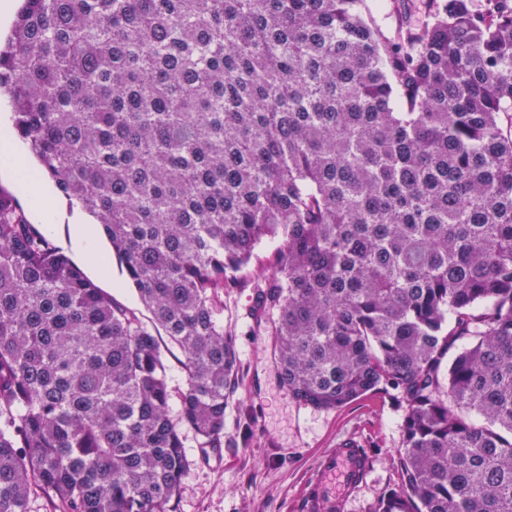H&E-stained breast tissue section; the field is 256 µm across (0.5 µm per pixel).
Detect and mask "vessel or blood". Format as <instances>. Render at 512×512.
Here are the masks:
<instances>
[{"label": "vessel or blood", "instance_id": "obj_1", "mask_svg": "<svg viewBox=\"0 0 512 512\" xmlns=\"http://www.w3.org/2000/svg\"><path fill=\"white\" fill-rule=\"evenodd\" d=\"M366 471L360 448L348 443L323 457L311 480V508L315 512H330L344 508Z\"/></svg>", "mask_w": 512, "mask_h": 512}]
</instances>
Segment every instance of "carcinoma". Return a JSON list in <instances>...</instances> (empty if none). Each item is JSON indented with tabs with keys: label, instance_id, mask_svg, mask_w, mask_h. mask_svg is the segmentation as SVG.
Instances as JSON below:
<instances>
[{
	"label": "carcinoma",
	"instance_id": "obj_1",
	"mask_svg": "<svg viewBox=\"0 0 512 512\" xmlns=\"http://www.w3.org/2000/svg\"><path fill=\"white\" fill-rule=\"evenodd\" d=\"M420 2L24 0L0 92L153 326L0 189V512H174L181 428L224 446L219 299L265 239L288 395L405 403L376 512H512V0ZM168 348L169 352L166 353V359L168 365V384L171 391L172 416L173 418H177L179 410V393L184 382V371L181 365L183 355L175 346L168 344Z\"/></svg>",
	"mask_w": 512,
	"mask_h": 512
}]
</instances>
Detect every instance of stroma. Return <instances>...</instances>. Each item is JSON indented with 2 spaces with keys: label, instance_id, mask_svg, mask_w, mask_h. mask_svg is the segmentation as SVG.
I'll return each instance as SVG.
<instances>
[{
  "label": "stroma",
  "instance_id": "35a3bbf8",
  "mask_svg": "<svg viewBox=\"0 0 512 512\" xmlns=\"http://www.w3.org/2000/svg\"><path fill=\"white\" fill-rule=\"evenodd\" d=\"M52 204L56 216L48 238L116 303L150 322V312L113 258L105 234H98L97 240L106 265L86 257L79 246L78 231L91 223V216L82 215L80 207L57 191ZM276 246V241L263 240L236 284L224 291L222 316L234 340L238 385L224 415L223 447H199L191 430L182 432L189 468L176 512H310L314 468L347 438L366 450L368 464L344 512H374L378 501L399 485L403 410L395 391L373 393L326 411L297 404L280 385L270 339L255 331L249 315L253 278L270 270Z\"/></svg>",
  "mask_w": 512,
  "mask_h": 512
}]
</instances>
